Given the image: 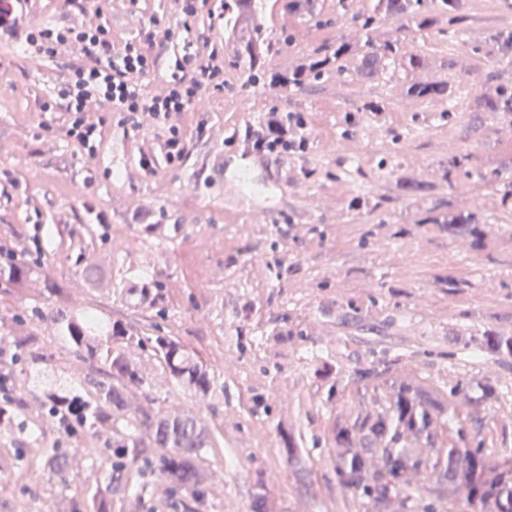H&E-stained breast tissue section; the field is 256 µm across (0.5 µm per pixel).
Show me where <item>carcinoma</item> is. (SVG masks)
<instances>
[{"mask_svg":"<svg viewBox=\"0 0 512 512\" xmlns=\"http://www.w3.org/2000/svg\"><path fill=\"white\" fill-rule=\"evenodd\" d=\"M264 0H224V33L227 48L242 64L251 85L297 90L309 79L318 80L333 70V66L353 52V47L341 40L306 59L288 73L270 72L265 61L269 52L266 29L262 22ZM336 17L356 25L365 32L363 63L369 73L376 72L382 61H393L399 55V38L379 40L375 36L382 18L405 21L422 30L437 25L455 40L465 26L468 14L464 0H373L370 10L351 13L348 0H337ZM498 54L512 60V28H499L489 34ZM408 93L416 98L448 94V112H453V87L446 82L411 86ZM478 112H495L505 121L512 120V89L502 86L493 97L475 99ZM485 183L496 187L503 200L512 199V169L495 168L480 175ZM432 221L463 242L480 239L482 229L469 214L450 213ZM99 317L88 310H73L62 303L55 310L53 322L60 337L75 352L99 363L107 376L90 377L82 386L69 389L48 386L42 391L44 407L57 422L71 433L96 434L112 429L116 441L103 448L105 462L102 481L93 496L86 501V512H112V493L123 476L133 469L157 473L175 491L191 495L196 504L190 512H198L207 497V487L200 472L202 451L214 444L213 436L195 420L176 409L154 407L142 409L138 415L126 414L129 395L143 389L146 380L140 363L134 358L140 350L154 359L171 383L205 399L215 392V374L203 366L174 336H146L133 333L124 325L114 323L109 330L95 336ZM479 353L485 357L512 356L507 340L486 331ZM389 370L386 350L379 351L374 367L358 375L367 387L370 382ZM150 432L153 447L163 449L156 459L146 454L139 431ZM369 441L370 453L354 448L355 441ZM333 441L339 448L336 473L345 487L363 494H377L390 508L401 491L417 492L428 481V491L441 500L453 501L467 494L477 505L487 500L491 512H512V466L493 465L479 455L477 448L448 449V468L437 471L428 460L415 457L406 449L415 445L435 447L432 418L422 391L413 386L403 387L395 402L382 403L375 399L362 422L338 425ZM36 454L48 477H63L72 469L71 456L56 448H38Z\"/></svg>","mask_w":512,"mask_h":512,"instance_id":"carcinoma-1","label":"carcinoma"}]
</instances>
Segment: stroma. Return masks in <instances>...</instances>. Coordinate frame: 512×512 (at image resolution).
I'll return each mask as SVG.
<instances>
[{"label": "stroma", "mask_w": 512, "mask_h": 512, "mask_svg": "<svg viewBox=\"0 0 512 512\" xmlns=\"http://www.w3.org/2000/svg\"><path fill=\"white\" fill-rule=\"evenodd\" d=\"M272 43L269 66L292 68L337 38L356 46L343 72L297 92L245 87V74L224 65V88L205 93L184 114L189 142L181 164L142 170V153L157 143L149 124L102 122L95 155L64 135L66 119L53 88L66 58L53 62L0 45V249L30 272L0 279V348L16 351L36 336L45 362L27 363L14 381L24 429L0 432V512H83L104 469L100 448L112 434L66 436L47 418L41 383L79 385L95 364L59 338L51 317L58 299L93 310L107 324L148 331L144 288L164 293L158 333L178 338L218 379L211 397L175 388L157 363L142 358L145 390L132 392L129 413L147 399L175 407L219 439L201 470L213 494L207 512H377L374 496L344 488L336 474V424L353 421L370 391L359 372L373 365L370 344H389L388 373L375 390L393 401L411 383L446 402L432 406L438 445L480 447L485 458L512 462V357L476 360L488 330L512 337V213L478 175L512 159V125L472 113L475 95L512 86V62L500 60L490 29L512 27V0H468V26L457 43L432 28L378 25L379 38L400 37V56L377 74L360 71L364 38L336 21V0H313L292 12L288 0H266ZM75 15L67 0H40L35 23L79 19L102 23L115 44L131 38L160 58L145 91L167 85L178 42L174 0H88ZM424 60L407 67L409 56ZM448 82L461 94L417 99L413 84ZM379 101L383 111L362 106ZM301 112L311 141L302 159L243 160L230 146L264 113ZM353 150L347 167L338 156ZM464 153L468 170L442 180L449 158ZM379 198L374 212L349 208L352 197ZM453 209L478 213L484 235L474 245L452 240L433 216ZM291 330L288 341L272 331ZM249 336L264 337L249 346ZM312 349L333 365L321 381ZM495 383L498 400L483 387ZM338 398L327 401L328 387ZM293 436L284 448L280 428ZM60 448L75 463L48 479L35 451Z\"/></svg>", "instance_id": "stroma-1"}]
</instances>
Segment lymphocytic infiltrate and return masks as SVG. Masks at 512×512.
<instances>
[{"instance_id": "lymphocytic-infiltrate-1", "label": "lymphocytic infiltrate", "mask_w": 512, "mask_h": 512, "mask_svg": "<svg viewBox=\"0 0 512 512\" xmlns=\"http://www.w3.org/2000/svg\"><path fill=\"white\" fill-rule=\"evenodd\" d=\"M176 5L180 30L166 32L165 37L181 35L186 51L175 57L167 88L156 96L144 93L140 80L155 70L157 57L134 41L114 45L105 25L35 26L27 20L22 0H0V42L15 43L48 62L68 55L67 71L57 87L59 103L67 114L64 133L88 154H95L101 137L100 122L88 114L90 101L118 115L120 123L138 126L146 122L159 130L155 150L140 158L141 168L150 172L159 157L170 165L182 162L188 144L178 116L190 111L204 90L224 88L223 52L196 37L191 25L198 12L197 0H176ZM306 127L302 114L271 111L264 114L258 128L247 132L246 146L263 158H296L310 147Z\"/></svg>"}]
</instances>
